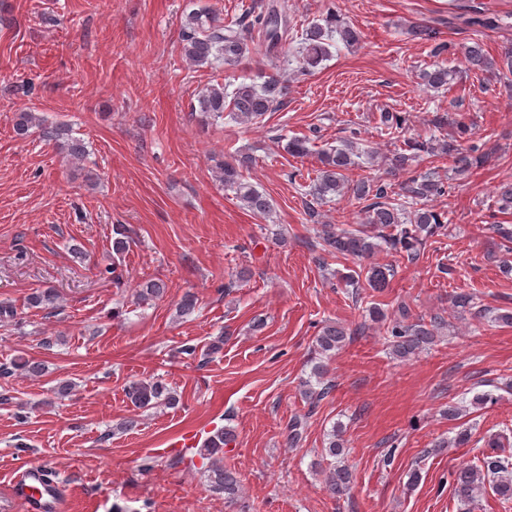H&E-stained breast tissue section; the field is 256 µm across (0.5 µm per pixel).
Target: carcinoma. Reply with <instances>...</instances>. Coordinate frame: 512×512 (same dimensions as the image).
<instances>
[{
  "instance_id": "cac0c4a2",
  "label": "carcinoma",
  "mask_w": 512,
  "mask_h": 512,
  "mask_svg": "<svg viewBox=\"0 0 512 512\" xmlns=\"http://www.w3.org/2000/svg\"><path fill=\"white\" fill-rule=\"evenodd\" d=\"M250 28L261 33L262 42L267 52L271 53L282 47L284 35L288 34L287 19L277 9L259 13L254 16ZM334 31L347 45L359 43L360 32L348 25L340 15L332 12L308 25L301 34L302 60L308 67L317 66L328 54L324 37ZM182 52L195 66H211L221 62L229 66L243 60L251 52L248 36L234 27L233 23H224L216 14L199 10L186 16L181 33ZM465 68L469 71L485 73L496 79L512 75V50L500 58L488 55L480 42H473L461 50ZM424 85L439 89L449 84L448 69L435 67L422 74ZM288 95V86L279 75H271L257 86L253 83H241L228 93L225 86L215 84L198 96V106L192 111L199 112L205 122H216L229 117L233 121L248 122L273 110ZM40 119L31 111L23 110L16 116L14 129L17 135L26 136L32 126ZM457 135L436 147L431 143H404V148L388 158L391 174L397 175L406 170L409 160L420 154L431 155L441 159L448 158V171L455 176H465L484 164L485 157L474 154V150L460 140L467 132V125L455 122ZM42 137L54 144L75 160L86 154L83 140L73 138L62 125L42 127ZM355 152L352 143L341 148L330 149L322 153L321 168L311 186L310 195L319 201L330 195L347 193L358 200L373 199L366 206L365 218L355 229H338L333 224L322 226L323 251L344 258L369 259L381 247L385 246L399 252L413 261L420 254L424 240L444 226L445 216L428 207L426 200L443 192L444 182L440 176L431 172L418 180L410 178L402 183L401 190L411 198L412 205L394 203L388 199L387 187L377 184L365 177L352 178L348 172L358 166L353 159ZM237 165L219 164L224 185L235 191L236 197L248 211L266 215L271 211V204L265 193L241 179L239 169L248 166L250 157L239 156ZM115 238L112 250L115 255H122L128 246L127 229L122 224L112 228ZM390 269L378 264L365 267V279L374 291L384 292L389 286ZM165 292V284L160 280L149 279L139 285L137 297L143 301L158 298ZM58 298L53 288H47L33 294L29 304L34 307L54 308ZM370 315L378 320H389L388 346L391 354L408 360L434 344L440 330L444 327L441 317L435 316L429 321L407 322L405 310L398 311L393 319H388L382 308L372 306ZM348 336L346 328L335 321L327 322L316 338L317 353L328 357L342 347ZM16 371L39 377L44 366L39 361L17 357L8 366L0 367V377H8ZM316 383L304 382L303 394L311 400H320L333 388V381L327 378V368L317 362L312 369ZM126 396L138 409L173 407L179 403L177 394L161 379L136 380L126 387ZM234 437L233 430L221 428L207 439L205 446L199 449V456L210 460L204 471L208 490L222 493L224 498L232 500L239 492V482L235 474L224 468V446ZM344 453L342 431L331 430L327 448L323 457L334 459ZM351 474L344 465L333 464L326 470V487L331 495H341L349 489ZM491 487L493 492L504 500L512 498V461L498 455H484L479 462L457 470L454 478V497L457 502L470 508L478 496Z\"/></svg>"
}]
</instances>
